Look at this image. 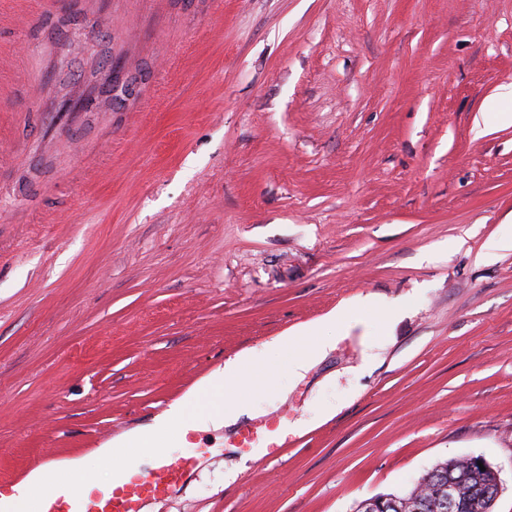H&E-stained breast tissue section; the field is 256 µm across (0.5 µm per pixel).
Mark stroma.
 Wrapping results in <instances>:
<instances>
[{
	"label": "stroma",
	"mask_w": 512,
	"mask_h": 512,
	"mask_svg": "<svg viewBox=\"0 0 512 512\" xmlns=\"http://www.w3.org/2000/svg\"><path fill=\"white\" fill-rule=\"evenodd\" d=\"M508 112L512 0H0V479L106 482L248 351L253 417L144 512H353L469 455L512 512ZM255 364L256 361L252 356H244L238 360L226 363L223 370H217L209 377L205 386L201 390L206 393L208 390L219 389L220 387L218 385L222 382L226 385L228 382L237 381L243 377H247L253 394L263 392L266 387L263 382L257 380L253 369Z\"/></svg>",
	"instance_id": "obj_1"
}]
</instances>
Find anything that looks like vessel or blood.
Listing matches in <instances>:
<instances>
[{"mask_svg":"<svg viewBox=\"0 0 512 512\" xmlns=\"http://www.w3.org/2000/svg\"><path fill=\"white\" fill-rule=\"evenodd\" d=\"M180 456L156 449L150 471H142L133 459L118 462L106 486L75 483L66 475H56L41 493L39 512H141L145 501L156 499L183 482L205 453L193 440H186Z\"/></svg>","mask_w":512,"mask_h":512,"instance_id":"obj_1","label":"vessel or blood"}]
</instances>
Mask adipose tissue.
Instances as JSON below:
<instances>
[{
  "instance_id": "1",
  "label": "adipose tissue",
  "mask_w": 512,
  "mask_h": 512,
  "mask_svg": "<svg viewBox=\"0 0 512 512\" xmlns=\"http://www.w3.org/2000/svg\"><path fill=\"white\" fill-rule=\"evenodd\" d=\"M251 413L250 402L228 403L220 396L215 398L209 410L199 412L195 409L194 399L190 398L172 406L156 418L154 423L116 437L111 448L99 449L97 456L108 468L126 457H134L139 462L146 463L150 461L152 451L161 447L163 441L167 440L175 445L180 443L187 431L208 424L219 428L228 422L250 416Z\"/></svg>"
}]
</instances>
